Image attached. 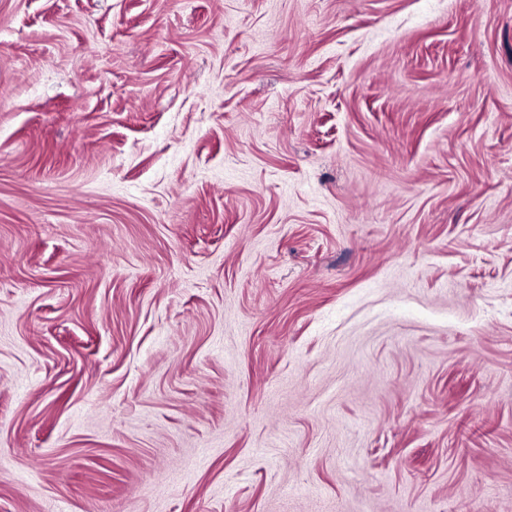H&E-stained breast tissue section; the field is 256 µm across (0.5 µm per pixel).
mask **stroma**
<instances>
[{
    "label": "stroma",
    "instance_id": "stroma-1",
    "mask_svg": "<svg viewBox=\"0 0 512 512\" xmlns=\"http://www.w3.org/2000/svg\"><path fill=\"white\" fill-rule=\"evenodd\" d=\"M0 512H512V0H0Z\"/></svg>",
    "mask_w": 512,
    "mask_h": 512
}]
</instances>
